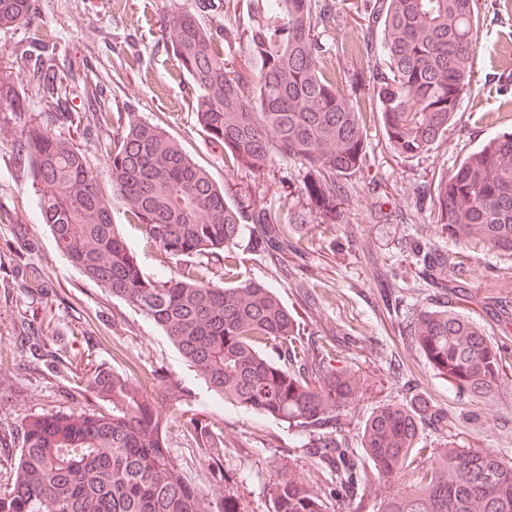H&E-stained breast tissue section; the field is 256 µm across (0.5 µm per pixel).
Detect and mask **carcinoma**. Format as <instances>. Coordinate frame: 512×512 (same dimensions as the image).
I'll return each mask as SVG.
<instances>
[{"label": "carcinoma", "mask_w": 512, "mask_h": 512, "mask_svg": "<svg viewBox=\"0 0 512 512\" xmlns=\"http://www.w3.org/2000/svg\"><path fill=\"white\" fill-rule=\"evenodd\" d=\"M478 0H354L364 24L353 59L332 62L331 0H197L173 11L162 32L192 85V110L228 172L259 171L277 160L306 169L307 208L283 216L262 198L232 199L209 170L162 126L126 112H98L112 129L105 172L89 164L50 123L29 130L43 223L57 249L86 278L158 326L211 391L307 433L315 474L277 470L269 481L273 512H327L342 498L356 512H512V462L491 448L419 447L426 420L438 416L421 398L379 404L363 421L360 448L343 433L339 411L364 379L340 352L310 351L298 314L256 280H238L239 244L271 257L292 249L294 225L332 224L347 197L341 178L367 163L365 105L386 142L407 161L448 140L475 78ZM245 8L242 28L203 22L219 7ZM32 0H0V28L31 25ZM31 82L46 111L63 99L64 75L47 39L32 36ZM369 65H360L362 60ZM0 60V100L20 107L25 88ZM453 256L416 251L440 283L461 272L469 250L512 254V132L488 138L451 173L424 190ZM123 212L162 259L182 262L165 280L147 275L113 224ZM204 256V265L186 264ZM404 330L436 375L459 392L493 397L512 363L460 308L441 305L410 315ZM157 405L145 384L102 367L87 388L104 411L29 413L21 423L14 467L0 474V512H237L224 482L203 490L184 477L166 448L178 419V381L161 380ZM200 448L213 447L209 424L191 421ZM397 490L367 506V477Z\"/></svg>", "instance_id": "cac0c4a2"}]
</instances>
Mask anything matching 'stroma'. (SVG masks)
I'll return each mask as SVG.
<instances>
[{"label": "stroma", "instance_id": "stroma-1", "mask_svg": "<svg viewBox=\"0 0 512 512\" xmlns=\"http://www.w3.org/2000/svg\"><path fill=\"white\" fill-rule=\"evenodd\" d=\"M195 0H33L34 25L48 35L70 64L66 107L87 109L88 99L108 112H132L160 124L202 165L217 184L230 185L238 199L256 193L274 206L302 207L304 167L277 161L266 176L229 173L213 154L190 103V81L180 73L161 32L171 11L191 10ZM480 41L476 77L448 132L447 145L428 157L403 161L385 145L381 129L367 120V168L348 177V199L332 224H304L302 252L271 262L262 252L244 251L240 279L260 280L298 312L307 334L337 349L363 375L364 393L341 412L348 438H356L373 407L389 400L423 398L448 415L445 429L426 426L422 447L454 438L463 448H492L512 461V376L497 394L480 403L456 393L435 375L403 331L415 310L442 302L461 307L483 326L512 359V325L495 305L502 287L512 288V256L491 247L475 250L466 273L449 274L441 290L412 263L420 248L452 252L428 210L415 204L419 187L452 171L490 135L512 130V0H478ZM39 95L23 108L0 103V365L14 374L11 391L0 393V436L16 433L32 411L97 409L69 362L104 366L146 381L152 372L179 380L184 388L181 417L168 429L166 446L197 487H209L222 468L225 491L240 512H272L268 482L278 467L310 471L299 430L224 403L181 358L152 322L87 279L57 250L48 226L39 221L26 141L45 120ZM73 139L90 164L105 170L109 132L92 119L53 125ZM287 176L295 192L281 198L274 179ZM113 222L147 274L166 279L170 270L144 247L139 226L122 214ZM43 336L45 355L32 354L19 338L20 317ZM210 422L224 445L196 447L190 424Z\"/></svg>", "mask_w": 512, "mask_h": 512}]
</instances>
